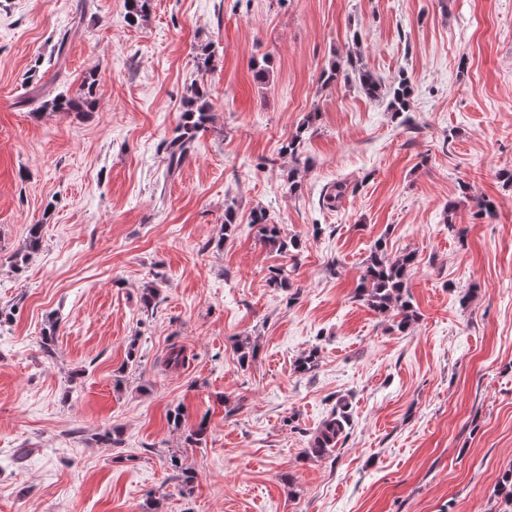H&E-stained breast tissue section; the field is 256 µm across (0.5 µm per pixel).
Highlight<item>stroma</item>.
Instances as JSON below:
<instances>
[{"label": "stroma", "mask_w": 512, "mask_h": 512, "mask_svg": "<svg viewBox=\"0 0 512 512\" xmlns=\"http://www.w3.org/2000/svg\"><path fill=\"white\" fill-rule=\"evenodd\" d=\"M347 56L409 76L408 111L350 71L322 85ZM91 75L92 112L38 111ZM195 84L212 118L171 174L164 143ZM296 135L294 160L280 148ZM506 170L512 0H150L133 26L124 0H0V512H496L512 467ZM259 209L297 250L263 242ZM379 241L416 255L403 333L354 296ZM274 268L289 289L269 287ZM174 344L185 366H166ZM340 399L344 442L305 458Z\"/></svg>", "instance_id": "obj_1"}]
</instances>
